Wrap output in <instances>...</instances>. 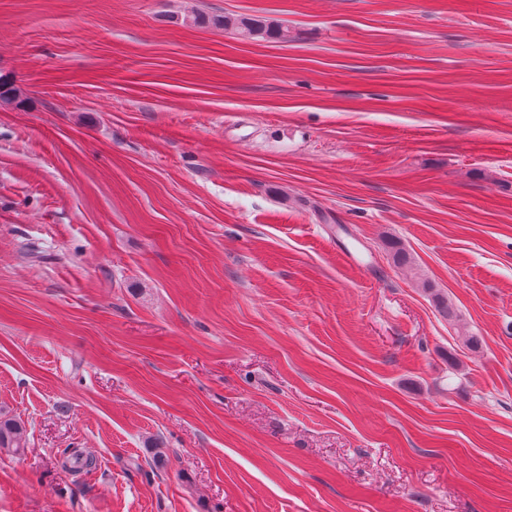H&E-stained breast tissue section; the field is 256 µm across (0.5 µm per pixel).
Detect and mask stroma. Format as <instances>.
Masks as SVG:
<instances>
[{
    "label": "stroma",
    "mask_w": 512,
    "mask_h": 512,
    "mask_svg": "<svg viewBox=\"0 0 512 512\" xmlns=\"http://www.w3.org/2000/svg\"><path fill=\"white\" fill-rule=\"evenodd\" d=\"M0 76V512H512V0H0ZM181 22L182 24L194 26L223 27L224 31L234 30L246 40L277 39L287 42L290 37L288 27L274 24L267 19L257 16H219L196 13L183 17ZM0 448L12 449L15 452L24 451L26 448L24 428L16 420L0 417Z\"/></svg>",
    "instance_id": "obj_1"
}]
</instances>
